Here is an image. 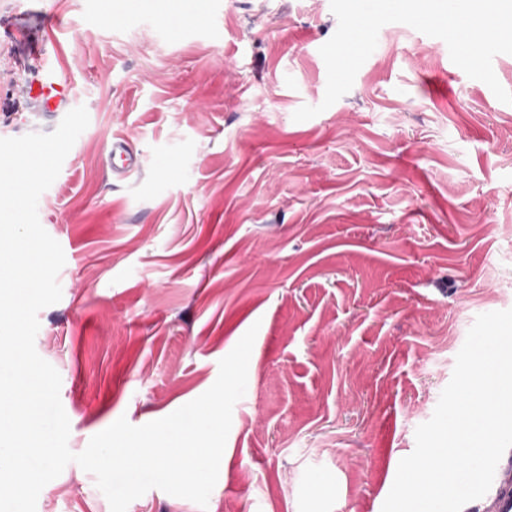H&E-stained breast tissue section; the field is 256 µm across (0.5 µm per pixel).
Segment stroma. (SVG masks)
Masks as SVG:
<instances>
[{"label":"stroma","instance_id":"obj_1","mask_svg":"<svg viewBox=\"0 0 512 512\" xmlns=\"http://www.w3.org/2000/svg\"><path fill=\"white\" fill-rule=\"evenodd\" d=\"M31 9L90 118L38 202L65 265L35 347L70 450L203 394L254 326L207 509L152 489L127 512H382L476 316L512 309V104L391 23L294 121L324 98L330 0H0V23ZM21 56L1 32L0 138L31 131ZM36 512L110 506L71 463ZM107 165L113 175L124 177L140 167L138 154L125 141H112Z\"/></svg>","mask_w":512,"mask_h":512}]
</instances>
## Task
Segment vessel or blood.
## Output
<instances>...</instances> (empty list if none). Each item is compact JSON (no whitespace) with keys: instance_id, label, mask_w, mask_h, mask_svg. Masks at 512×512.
I'll use <instances>...</instances> for the list:
<instances>
[{"instance_id":"obj_1","label":"vessel or blood","mask_w":512,"mask_h":512,"mask_svg":"<svg viewBox=\"0 0 512 512\" xmlns=\"http://www.w3.org/2000/svg\"><path fill=\"white\" fill-rule=\"evenodd\" d=\"M11 37L24 48L28 78L17 90L23 111L54 130L71 110L72 88L64 83L63 74L51 67L49 59L56 46L51 35L40 34L29 23L10 28ZM113 175L123 176L140 166L138 154L123 141L113 142L107 154ZM463 512H512V449L501 458L490 490L480 499L467 503Z\"/></svg>"}]
</instances>
